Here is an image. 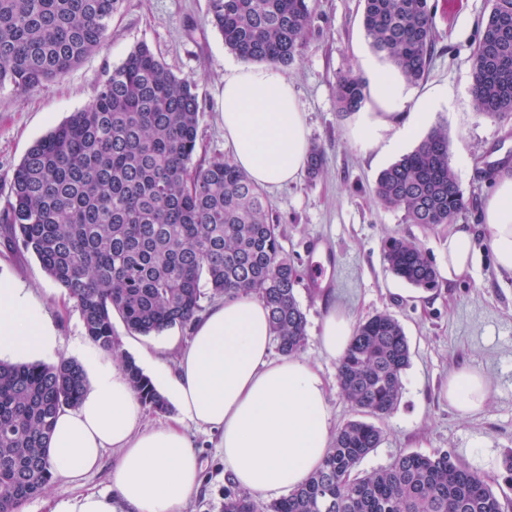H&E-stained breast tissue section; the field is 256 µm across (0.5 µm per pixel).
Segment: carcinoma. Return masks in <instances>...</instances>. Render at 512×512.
I'll return each instance as SVG.
<instances>
[{"mask_svg":"<svg viewBox=\"0 0 512 512\" xmlns=\"http://www.w3.org/2000/svg\"><path fill=\"white\" fill-rule=\"evenodd\" d=\"M123 0H0V86L29 91L63 77L104 43ZM312 0H208V22L245 62L290 65L301 55ZM512 0H493L472 55L473 111L512 116ZM373 54L407 84H417L435 50L429 0H364ZM368 83L349 68L336 80V108L351 114ZM200 107L195 85L172 73L146 44L112 69L93 100L25 153L0 211L5 245L34 255L79 309L97 349L120 355L113 317L141 336L198 318L205 293L250 292L266 303L277 349L298 352L306 318L299 276L284 253L268 200L230 159L196 165ZM374 194L409 224L450 223L466 205L450 163L445 126L383 169ZM383 257L398 278L436 287L432 262L413 243L387 238ZM142 404L170 406L135 360L122 357ZM410 348L389 314L357 324L337 379L356 411L381 418L397 405ZM87 390L83 366L0 360V512H20L50 487L49 441L58 413ZM382 441L370 422L336 433L322 467L271 502L227 489L224 512H503L485 480L448 451L399 454L361 473Z\"/></svg>","mask_w":512,"mask_h":512,"instance_id":"obj_1","label":"carcinoma"}]
</instances>
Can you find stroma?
Segmentation results:
<instances>
[{
	"label": "stroma",
	"mask_w": 512,
	"mask_h": 512,
	"mask_svg": "<svg viewBox=\"0 0 512 512\" xmlns=\"http://www.w3.org/2000/svg\"><path fill=\"white\" fill-rule=\"evenodd\" d=\"M436 10V45L417 94L432 101L418 133L447 126L450 162L464 191L466 207L455 221L469 225L480 250L471 274L449 280L447 225L410 224L402 211L381 206L374 185L381 170L398 160L366 145L352 132L354 116L336 109V80L347 68L372 78L373 60L363 28L362 0H314L307 44L283 73L306 114L309 145L323 155L316 178L301 174L266 196L281 231L280 242L298 266L296 297L307 319L301 351L330 385L331 429L353 419L354 411L337 385L338 362L320 345L324 315L341 306L356 321L387 313L402 325L410 364L394 410L379 419L382 441L360 464L371 471L388 466L401 452L447 451L483 476L494 491L512 500V474L504 456L512 450V277L494 270L487 249L484 204L493 190L491 175L512 157V117L480 115L471 106V57L479 23L491 0H431ZM208 0H124L99 50L59 80L19 93L0 87V207L6 203L14 169L28 148L70 114L92 101L102 81L136 45L147 44L177 76L191 80L200 104L195 162L230 158L224 142V72L238 59L206 19ZM396 236L416 244L435 266L437 285L424 292L396 278L383 260L382 244ZM327 243L336 255L327 268L326 288H312L314 244ZM0 277L30 288L60 338L59 350L88 364L97 349L86 338L73 300L45 273L35 256L19 255L0 244ZM113 330L121 349L145 374L173 366L177 347L186 346L191 327H174L154 336L130 334L121 320ZM469 367L487 378L491 398L478 412L463 413L442 396L449 371ZM203 464L201 485L184 512H223L230 486L217 434L188 426ZM115 457L105 451L98 470L74 482L54 481L45 495L26 501L20 512H46V497L64 501L86 489L106 492Z\"/></svg>",
	"instance_id": "stroma-1"
}]
</instances>
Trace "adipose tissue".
I'll use <instances>...</instances> for the list:
<instances>
[{"label":"adipose tissue","mask_w":512,"mask_h":512,"mask_svg":"<svg viewBox=\"0 0 512 512\" xmlns=\"http://www.w3.org/2000/svg\"><path fill=\"white\" fill-rule=\"evenodd\" d=\"M370 96L357 133L375 146L382 130L394 128L393 149L414 138L422 113L396 128L390 121L405 96L402 85L377 72ZM223 115L232 160L257 187L286 185L305 167V114L275 65L225 73ZM485 222L494 267L512 276V175L498 174ZM475 262L473 233L455 225L448 234L449 279L470 274ZM355 328L343 309L330 307L319 337L323 352L341 359ZM58 346L56 329L30 290L0 278V355L50 356ZM157 377L177 409L165 423L144 425L143 404L124 368L100 360L79 405L59 412L49 444L55 477L75 480L98 469L104 451L116 454L112 494L80 495L60 512H115L117 498L131 512H183L201 478L198 453L183 429L187 421L218 433L232 480L257 497L304 484L331 446L325 379L298 355H273L269 311L255 295L225 298L196 320L173 368L159 369ZM442 393L450 406L471 413L485 407L490 385L482 373L459 368L449 372Z\"/></svg>","instance_id":"ef3b65f1"}]
</instances>
